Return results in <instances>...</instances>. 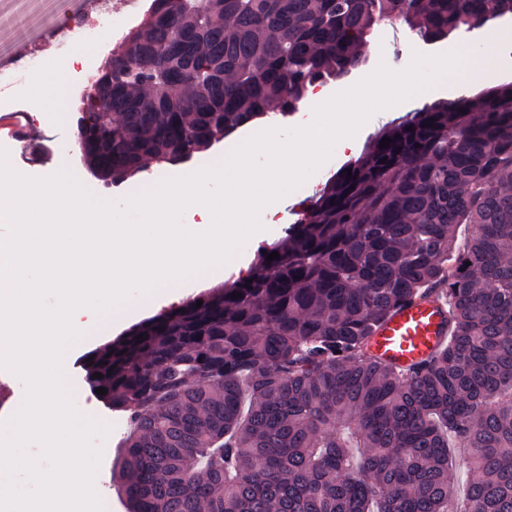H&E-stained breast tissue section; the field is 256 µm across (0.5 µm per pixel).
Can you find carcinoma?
<instances>
[{
  "instance_id": "cac0c4a2",
  "label": "carcinoma",
  "mask_w": 512,
  "mask_h": 512,
  "mask_svg": "<svg viewBox=\"0 0 512 512\" xmlns=\"http://www.w3.org/2000/svg\"><path fill=\"white\" fill-rule=\"evenodd\" d=\"M503 14L512 0H152L98 68L112 110L93 86L77 109L84 163L114 184L186 162L365 66L385 21L440 42ZM423 292L453 333L403 373L368 342ZM86 357L129 423L128 512H448L452 441L455 512H512V82L385 125L252 275Z\"/></svg>"
}]
</instances>
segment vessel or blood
<instances>
[{
  "mask_svg": "<svg viewBox=\"0 0 512 512\" xmlns=\"http://www.w3.org/2000/svg\"><path fill=\"white\" fill-rule=\"evenodd\" d=\"M5 146L26 157H36L27 113H0V148ZM448 333L446 302L433 295H422L390 313L375 331L371 351L400 370L408 371L439 349Z\"/></svg>",
  "mask_w": 512,
  "mask_h": 512,
  "instance_id": "b4317fda",
  "label": "vessel or blood"
}]
</instances>
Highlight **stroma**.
Here are the masks:
<instances>
[{
    "mask_svg": "<svg viewBox=\"0 0 512 512\" xmlns=\"http://www.w3.org/2000/svg\"><path fill=\"white\" fill-rule=\"evenodd\" d=\"M484 38L479 31L461 32L448 40L430 44L423 42L417 36L405 29L395 31L379 28L369 40L367 49V66L355 71L350 78L351 83H359L371 75L379 65H386L394 71L406 69L412 61L414 54L441 55L456 50L462 43H469L473 48L483 46ZM74 75L72 68L65 61L56 60L46 63L37 79L34 88L40 89V97H27L26 100L6 99L0 101V108L12 111L22 110L26 106H33L42 118L52 119L59 128L71 129L75 126V101L57 98L55 87L66 83ZM414 102L403 101L391 106L390 110H379L373 113L358 129L354 149L348 151L333 150L330 158L313 172L294 193L296 202L289 204L281 221L271 227L263 228L251 235L238 249L239 259L247 266H254L256 250L264 245H271L281 241L290 224L297 218L300 202L311 198L346 161L354 154L362 152L368 140L384 125L405 117L409 112L417 110ZM15 169L25 171L32 178H44L59 172L60 168H67L70 174L95 199L106 201L124 207L127 200L138 195L147 188L148 182H162L179 176L181 165L149 164L146 171L129 178L118 185H103L102 181L94 178L86 165L81 161L79 154L70 150L69 141H62L57 145H50L44 164L32 165L27 159L16 156L12 159ZM155 311L146 307L140 299H133L132 305L120 317H105L98 323L90 326L82 338L73 344L65 353L63 365L65 367V380L67 391L78 413L87 419L107 425V434H95L91 443L99 448L101 456L96 471L97 479L94 488L98 495L108 498L111 502V512H127L118 492V477L113 469L118 454V443L127 428L125 416L114 412L105 405L90 389L84 378L81 367L83 356L98 346L120 336L133 324L154 316Z\"/></svg>",
    "mask_w": 512,
    "mask_h": 512,
    "instance_id": "obj_1",
    "label": "stroma"
}]
</instances>
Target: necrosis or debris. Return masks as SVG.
I'll return each instance as SVG.
<instances>
[{"mask_svg":"<svg viewBox=\"0 0 512 512\" xmlns=\"http://www.w3.org/2000/svg\"><path fill=\"white\" fill-rule=\"evenodd\" d=\"M129 15L111 12L105 0L88 6L86 0H51L47 9L33 11L19 21L20 42L43 45L38 54H27L16 45L0 43V97L21 98L27 86L39 75L48 57H75L74 70L80 83L92 81L95 59L77 55L79 45L94 50L106 46L112 33L123 28Z\"/></svg>","mask_w":512,"mask_h":512,"instance_id":"obj_1","label":"necrosis or debris"}]
</instances>
